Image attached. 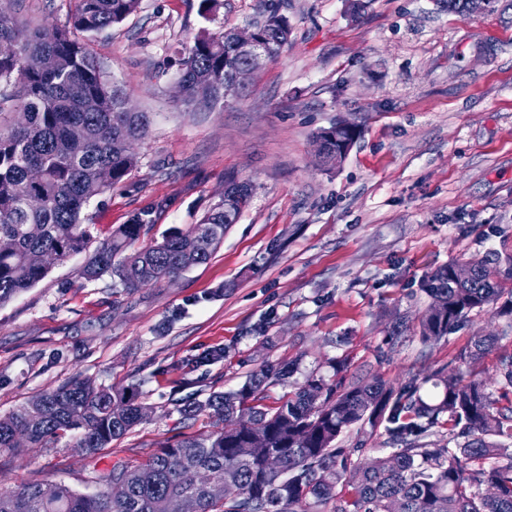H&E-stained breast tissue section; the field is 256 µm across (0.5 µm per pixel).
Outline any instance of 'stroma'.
<instances>
[{"instance_id": "obj_1", "label": "stroma", "mask_w": 512, "mask_h": 512, "mask_svg": "<svg viewBox=\"0 0 512 512\" xmlns=\"http://www.w3.org/2000/svg\"><path fill=\"white\" fill-rule=\"evenodd\" d=\"M288 43L245 94L210 107L178 96L180 61L196 38L259 19L260 0H140L122 23L81 34L129 107L148 113L137 163L82 214L95 240L140 219L134 249L188 229L224 196L232 175L254 186L237 224L211 258L174 280L126 292L116 278L79 279L87 254L55 264L0 305V416L81 375L122 390L138 384L152 418L98 455L141 460L181 433L217 420L181 421L177 400L238 389L263 365L290 364L350 384L372 377L435 395L436 371L461 368L475 337L492 350L470 369L502 397L496 368L512 354V317L488 308L456 332L423 342L431 271L489 251H512V10L448 11L444 0H272ZM24 28L66 24L69 0H8ZM337 122L356 136L335 166L316 136ZM405 332L388 333L396 319ZM223 348L224 358L202 362ZM343 359L335 375L330 359ZM70 438L53 449L0 456V489L63 484L96 492Z\"/></svg>"}]
</instances>
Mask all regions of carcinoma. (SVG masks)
<instances>
[{
    "label": "carcinoma",
    "instance_id": "obj_1",
    "mask_svg": "<svg viewBox=\"0 0 512 512\" xmlns=\"http://www.w3.org/2000/svg\"><path fill=\"white\" fill-rule=\"evenodd\" d=\"M75 10L59 37L43 41L39 32L19 28L0 16V123L15 112L18 124L0 126V304L28 290L48 270L29 264V255L54 251L62 261L82 253L92 239L82 223L90 200L123 181L136 165L128 148L147 136L150 117L127 112L100 64L72 31L98 33L137 11L139 0H75ZM259 31L276 60L287 42L288 23L272 10ZM29 54L49 64L40 71L24 65ZM248 58L220 36L201 38L188 49L180 82L186 101L215 105L224 100V80ZM336 163L339 141L354 139L352 129L322 130ZM43 173L36 187L28 171ZM43 205L30 208L31 192ZM241 211L219 204L186 231L173 230L162 242L129 251L141 234L136 220L103 240L81 268L80 277L95 280L110 274L125 290L176 277L207 262L224 241V229ZM469 280L461 282L453 261L428 273L421 290L431 299L420 320V336L435 343L456 331L470 314L499 306L512 315V254L468 259ZM494 336H477L468 358L477 359L495 344ZM293 373L287 365L266 364L235 391H213L206 399L183 404L191 417L209 412L222 427L205 436L182 434L142 462L124 458L92 469L90 482L102 486L89 495L66 486L54 497H41V483L0 491V512H166L169 499H184L187 512H512V402L502 405L483 381L452 371L435 375L438 395L426 401L419 387L396 392L374 379L337 389L310 375L295 391L273 405L265 403L268 387L283 384ZM498 383L512 389V354L500 358ZM153 407L140 400L137 388L121 393L75 375L46 389L7 416L0 417V454L22 451L18 437L38 448L71 433L75 448H88L93 459L134 427ZM448 418V445L429 448L425 439L440 418ZM385 424L392 451L364 464L363 448H342L340 436L354 426ZM276 455L282 469L272 473L266 458ZM187 469L215 480L231 478L243 495L218 500L201 487H188ZM349 484L348 493L337 486Z\"/></svg>",
    "mask_w": 512,
    "mask_h": 512
}]
</instances>
